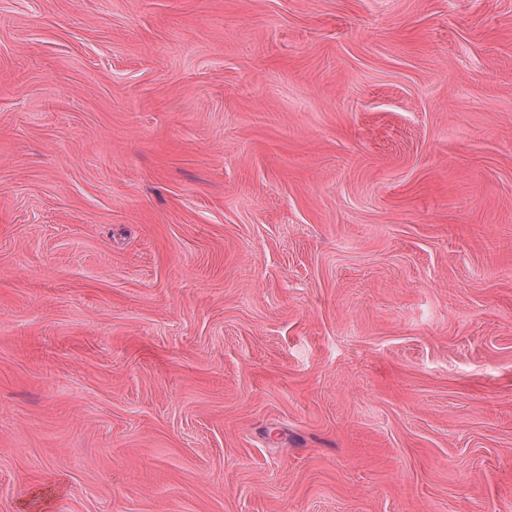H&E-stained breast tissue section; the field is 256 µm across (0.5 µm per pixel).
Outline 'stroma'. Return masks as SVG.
<instances>
[{"instance_id":"obj_1","label":"stroma","mask_w":512,"mask_h":512,"mask_svg":"<svg viewBox=\"0 0 512 512\" xmlns=\"http://www.w3.org/2000/svg\"><path fill=\"white\" fill-rule=\"evenodd\" d=\"M0 512H512V0H0Z\"/></svg>"}]
</instances>
